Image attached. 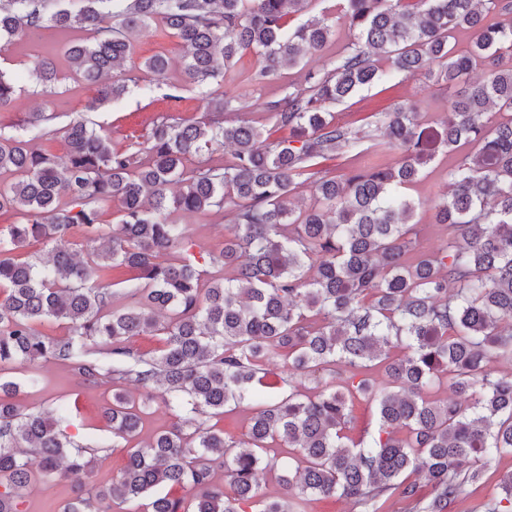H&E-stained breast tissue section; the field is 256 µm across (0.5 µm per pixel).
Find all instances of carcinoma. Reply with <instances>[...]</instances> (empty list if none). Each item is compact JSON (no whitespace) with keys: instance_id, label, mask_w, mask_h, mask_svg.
I'll return each instance as SVG.
<instances>
[{"instance_id":"obj_1","label":"carcinoma","mask_w":512,"mask_h":512,"mask_svg":"<svg viewBox=\"0 0 512 512\" xmlns=\"http://www.w3.org/2000/svg\"><path fill=\"white\" fill-rule=\"evenodd\" d=\"M313 2L0 0V51L47 27L77 34L67 57L91 109L136 81L133 34L154 22L180 42L197 86L224 79L245 52L258 58L260 82L321 50L338 24L353 36L329 70L306 72L269 103L284 138L269 140L224 97L200 121L154 122L134 149L74 118L61 166L35 145L62 81L53 59L36 55L31 76L47 109L0 127V212L20 218L0 231V371L52 362L86 384H111L104 416L127 462L112 483L87 487L93 460L62 429L67 412L22 407L20 385L0 378V512H20L32 455L40 479L77 487L62 512L142 498L151 512H301L314 497L360 512L393 499L448 512L490 459L512 454V378L494 370L512 365V118L486 119L492 109L512 115V0H339L336 14L309 16ZM461 32L469 53L449 46ZM479 60L484 76L473 81ZM140 66L161 77L169 61ZM420 75L454 89L442 130L405 106L384 113L373 136L332 112L365 85ZM18 91L0 70V111ZM226 145L232 159L212 164ZM463 145L471 155L448 172L434 206L447 236L416 249L415 205L401 189ZM379 147L398 162L339 180L320 168ZM304 175L313 199L295 205ZM113 205L118 221L105 232ZM205 212L224 217L227 235L198 259L173 216ZM75 227L85 242H71ZM31 239L50 245L48 261L20 253ZM47 320L68 334H40L35 324ZM144 335L163 336V348L133 349ZM274 362L283 374L269 375ZM133 384L146 401L130 398ZM357 398L376 419L354 438ZM152 402L172 422L143 441ZM243 403L252 412L241 436L211 424ZM264 470L276 473L274 495L260 489ZM174 487L189 498L171 496ZM499 488L491 512H512V471Z\"/></svg>"}]
</instances>
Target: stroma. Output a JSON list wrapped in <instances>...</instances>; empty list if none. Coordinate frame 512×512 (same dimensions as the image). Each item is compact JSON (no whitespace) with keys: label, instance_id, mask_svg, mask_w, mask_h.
I'll list each match as a JSON object with an SVG mask.
<instances>
[{"label":"stroma","instance_id":"1","mask_svg":"<svg viewBox=\"0 0 512 512\" xmlns=\"http://www.w3.org/2000/svg\"><path fill=\"white\" fill-rule=\"evenodd\" d=\"M70 34L53 28L44 29L38 44L20 43L0 54V69L19 80L21 93L11 108L0 111V126L24 120L32 107L41 105L40 96L34 95L28 71L34 62L35 51L48 52L64 80L58 89L63 100L57 109L58 116L49 124L50 135L40 138L41 148L55 158L65 155L64 134L69 120L76 115L102 126L111 136L116 148L127 147L142 140L154 120L170 118L198 119L208 114L211 103L224 96H241L242 111L254 125L269 130L272 138H279L274 121L268 111L270 102L284 95L288 84H300L306 71H319L350 43L351 36L345 26H337L336 33L322 53L305 57L299 66L283 72L282 76L261 82L252 81L258 68L255 55H242L225 73L223 81L200 89L185 80L181 48L175 38L165 36L160 24H152L134 38V62L160 54L169 61V69L163 81L153 82L150 75L139 73L136 83L130 84L128 93L99 109L88 107L87 93L83 85L70 79V67L65 54ZM450 91L446 82H438L422 76L398 77L387 82H377L360 89L350 98L336 104L339 120L352 128L372 130L382 113L404 105L419 112L423 122L439 125L448 110ZM469 152L460 147L448 155H437L423 168L420 180L408 186L407 195L417 204L415 220L421 228L416 238L417 247H425L436 241L441 233L432 218L431 206L448 182V172L457 166ZM39 375L35 388L25 385L30 375ZM0 376L23 383L24 389L18 402L25 408L40 410L64 408L75 419L72 429L77 439L96 449V459L90 480L103 486L111 482L125 465L124 449L113 447L112 430L103 416V407L112 399L108 385H87L66 366L45 363L34 367L15 364L0 371ZM512 471V455L504 454L491 461L483 479L466 485L461 497L448 508V512H489L499 498L501 476ZM74 495L69 481L57 479L47 483L37 482L28 490L22 504L23 512H61L63 505Z\"/></svg>","mask_w":512,"mask_h":512}]
</instances>
